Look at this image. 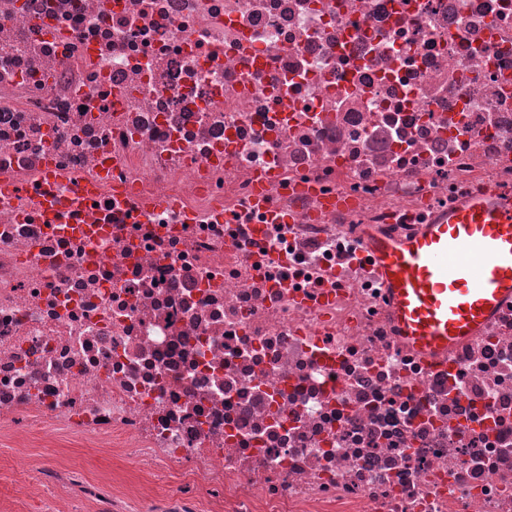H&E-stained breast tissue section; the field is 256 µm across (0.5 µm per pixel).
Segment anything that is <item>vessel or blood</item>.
Returning <instances> with one entry per match:
<instances>
[{
  "label": "vessel or blood",
  "mask_w": 512,
  "mask_h": 512,
  "mask_svg": "<svg viewBox=\"0 0 512 512\" xmlns=\"http://www.w3.org/2000/svg\"><path fill=\"white\" fill-rule=\"evenodd\" d=\"M364 247L398 335L422 353H446L512 303L510 193H474L406 237L368 232Z\"/></svg>",
  "instance_id": "b4317fda"
}]
</instances>
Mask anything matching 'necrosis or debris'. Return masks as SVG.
<instances>
[{
  "instance_id": "1",
  "label": "necrosis or debris",
  "mask_w": 512,
  "mask_h": 512,
  "mask_svg": "<svg viewBox=\"0 0 512 512\" xmlns=\"http://www.w3.org/2000/svg\"><path fill=\"white\" fill-rule=\"evenodd\" d=\"M0 440L93 512H512V304L434 359L362 256L512 191V0H0ZM62 451V458L81 468L90 480L116 477L125 484H141L139 480L144 481L147 478L144 472L138 470V463L114 458L96 448H81L74 443L68 444Z\"/></svg>"
}]
</instances>
